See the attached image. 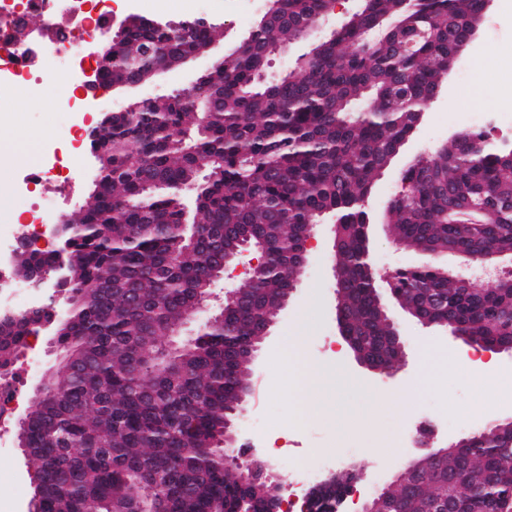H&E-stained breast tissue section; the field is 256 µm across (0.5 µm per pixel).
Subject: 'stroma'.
<instances>
[{
	"mask_svg": "<svg viewBox=\"0 0 512 512\" xmlns=\"http://www.w3.org/2000/svg\"><path fill=\"white\" fill-rule=\"evenodd\" d=\"M359 0H337L335 9L317 27L295 43L281 47L269 58L266 80L273 81L289 73L300 54L338 28L346 16L355 11ZM261 13L260 7L249 6L246 0H208L205 15L221 24L217 38L221 52L238 47ZM512 67V0H493L483 17L477 39L456 63L437 97L424 113L415 139L409 140L403 152L383 172L369 200L371 231L369 248L379 267L418 266L425 256L417 251L395 247L383 224V214L399 190V172L417 150L433 149L443 144L454 132L463 131L471 113L492 116L502 104L512 101V83L504 81L502 69ZM195 63L159 76L152 83L138 88H103L99 98L109 109L118 111L129 102L190 86L200 76ZM17 112L19 123L0 128L1 138L27 139L30 159L19 165L0 166V194L10 195L24 175L41 171L40 182L29 184L27 199L38 205L43 198L54 197L58 212L71 216L85 202L92 184L93 170L89 149H81L79 174L70 181L50 168L53 153L65 152L70 146L64 138H52L51 130L60 126L77 125L89 130L91 123L75 113L61 112L53 98L22 97ZM332 219H323L315 233L316 244L308 252L305 268L288 305L275 318L268 336L254 360L252 392L245 397L246 414H258L278 423L306 416L308 433H291L270 442L257 438L244 425H237L238 444L242 459L257 457L269 471L279 474L283 465L279 449H288L294 456L317 454L337 459L338 472L360 469L365 478L357 482L361 493L369 494L390 483L402 471L406 458V433L414 429L426 411L444 406L451 423L435 429L432 445L445 447L448 441L464 436L455 426L458 418L470 420L472 426L512 418V399L498 400V391L512 390V355L498 354V369L493 384L478 379L458 362L466 351L462 340L447 336L440 327H424L410 315L399 320L402 332L409 336L410 345L391 373L375 374L361 367L350 350H339L336 344V298L334 295ZM301 327L305 337L306 357L320 362H338L344 374L361 378L368 392L346 397L340 414L329 412L302 413L299 395L288 389L285 374L288 362L284 349L289 344L294 327ZM27 354L20 355L14 365L12 382L18 394L15 414L0 424V501L7 503L9 512H28L34 486L27 473L25 460L17 446L18 412L24 411L39 383V375L27 371ZM387 401L386 410L363 413L370 396Z\"/></svg>",
	"mask_w": 512,
	"mask_h": 512,
	"instance_id": "35a3bbf8",
	"label": "stroma"
}]
</instances>
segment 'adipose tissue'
Wrapping results in <instances>:
<instances>
[{"label":"adipose tissue","instance_id":"obj_1","mask_svg":"<svg viewBox=\"0 0 512 512\" xmlns=\"http://www.w3.org/2000/svg\"><path fill=\"white\" fill-rule=\"evenodd\" d=\"M289 367L286 381L289 386L302 391L310 407L315 409L332 406L343 401L355 380L344 374H335L314 361L305 359L298 346L288 352Z\"/></svg>","mask_w":512,"mask_h":512}]
</instances>
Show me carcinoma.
Wrapping results in <instances>:
<instances>
[{"mask_svg":"<svg viewBox=\"0 0 512 512\" xmlns=\"http://www.w3.org/2000/svg\"><path fill=\"white\" fill-rule=\"evenodd\" d=\"M335 0H269L244 49L201 75L203 109L188 93L135 101L105 116L89 139L101 172L65 237L78 262L61 283L68 312L49 304L0 314V373L12 370L42 326L70 362L50 378L57 395L33 406L24 429L35 512H265L267 486L224 465V425L249 388L251 353L301 270L307 226L337 228L345 322L367 358L391 368L387 325L363 256L370 195L414 134L423 104L483 0H362L341 27L274 82L269 56L304 37ZM193 18L177 30L146 19L112 41L101 84L156 78L154 55L179 64L214 40ZM472 152L446 143L401 172L384 222L402 247L433 257L454 244L480 255L512 251V147L464 132ZM193 197L185 205L183 193ZM249 248L266 265L240 282L221 321L189 345L166 348L172 326L196 315L225 259ZM56 250L20 253L16 271L49 274ZM430 260L393 275L396 304L430 291L448 319L492 349L512 336V282L454 287ZM453 475L458 512H504L512 501V420L483 426L464 460L448 455L425 479L388 497L382 512H420ZM351 477L319 493L333 512Z\"/></svg>","mask_w":512,"mask_h":512,"instance_id":"obj_1","label":"carcinoma"}]
</instances>
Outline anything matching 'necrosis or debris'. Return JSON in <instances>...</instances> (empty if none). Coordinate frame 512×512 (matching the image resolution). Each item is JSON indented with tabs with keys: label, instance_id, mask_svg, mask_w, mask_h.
Here are the masks:
<instances>
[{
	"label": "necrosis or debris",
	"instance_id": "4bbe7bcc",
	"mask_svg": "<svg viewBox=\"0 0 512 512\" xmlns=\"http://www.w3.org/2000/svg\"><path fill=\"white\" fill-rule=\"evenodd\" d=\"M61 15L76 20L90 43L106 31L112 0H0V42L14 47L10 56L0 59V111L13 109L37 65L46 73L37 94L57 96L65 112L97 110L98 101L88 96L97 59L89 43L75 45L70 29L57 26ZM329 465V459L320 455L287 460L289 503L298 504L303 487Z\"/></svg>",
	"mask_w": 512,
	"mask_h": 512
}]
</instances>
